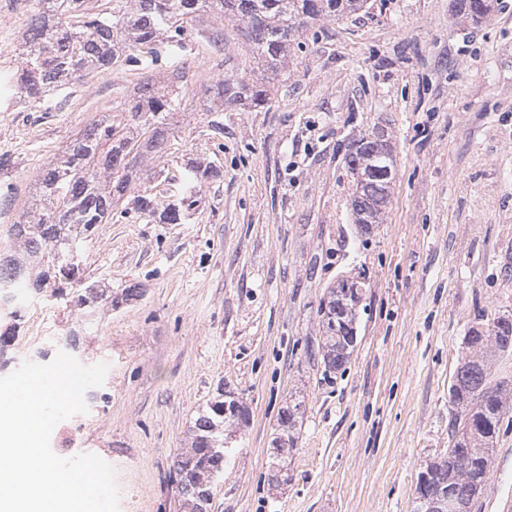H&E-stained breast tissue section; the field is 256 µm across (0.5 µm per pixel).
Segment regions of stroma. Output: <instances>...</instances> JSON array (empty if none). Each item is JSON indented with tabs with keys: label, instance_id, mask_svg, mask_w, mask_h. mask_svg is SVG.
Masks as SVG:
<instances>
[{
	"label": "stroma",
	"instance_id": "stroma-1",
	"mask_svg": "<svg viewBox=\"0 0 512 512\" xmlns=\"http://www.w3.org/2000/svg\"><path fill=\"white\" fill-rule=\"evenodd\" d=\"M319 22L288 55V79L254 112L224 110L214 134L200 77L250 74L231 24L204 14L180 71L159 47L151 71L117 62L50 93L41 108L0 90V248L38 173L146 81L181 99L159 204L185 167L220 166L190 221L113 215L83 245L86 273L138 295L94 318L44 296L13 302L6 366L51 363L71 330L76 358L108 363L89 411L58 423V456L93 453L115 470L119 512H181L172 461L218 390L249 410L215 479L209 512H411L418 474L447 452L449 389L473 326L512 317V0L480 21L452 0H369ZM38 0H0V81L22 67ZM385 128L396 178L383 223L353 224L351 138ZM345 277L364 284L357 346L323 372L319 309ZM302 403L288 482L270 487L277 420ZM471 512H512V413Z\"/></svg>",
	"mask_w": 512,
	"mask_h": 512
}]
</instances>
